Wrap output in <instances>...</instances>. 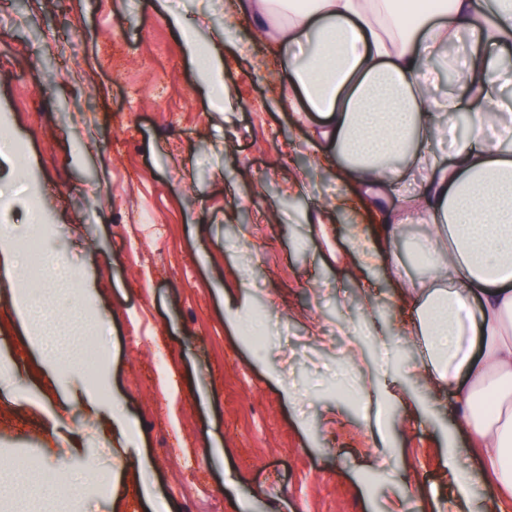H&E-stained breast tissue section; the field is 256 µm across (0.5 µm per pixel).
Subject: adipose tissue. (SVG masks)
<instances>
[{
  "label": "adipose tissue",
  "instance_id": "adipose-tissue-1",
  "mask_svg": "<svg viewBox=\"0 0 512 512\" xmlns=\"http://www.w3.org/2000/svg\"><path fill=\"white\" fill-rule=\"evenodd\" d=\"M155 10L180 34L206 89L228 92L222 55L199 51L167 0H155ZM281 12L286 23L270 28ZM235 14L249 21L251 40L272 43L283 106L302 120L320 117L324 158L346 188L378 203L398 184L415 186L405 203L383 209L376 236L360 237L356 264L380 267L394 297L415 305L406 333L422 346L416 379L434 387L461 374L469 380L456 414L471 445L455 430L445 436L457 512H512V128L493 132L506 103L512 0H441L416 9L410 24L397 0H307L301 8L296 0H236ZM463 35L466 58L448 56ZM450 71L455 87L434 97V81ZM457 112L471 115L463 136L450 121ZM411 220L429 227L414 245L428 270L417 282L387 261L400 224ZM12 307V325L33 348L63 351L51 304L16 293ZM356 391L366 408L397 402L407 418L431 414L426 393L396 396L370 371ZM475 450L484 461L478 471L468 464Z\"/></svg>",
  "mask_w": 512,
  "mask_h": 512
}]
</instances>
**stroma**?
I'll list each match as a JSON object with an SVG mask.
<instances>
[{
  "instance_id": "35a3bbf8",
  "label": "stroma",
  "mask_w": 512,
  "mask_h": 512,
  "mask_svg": "<svg viewBox=\"0 0 512 512\" xmlns=\"http://www.w3.org/2000/svg\"><path fill=\"white\" fill-rule=\"evenodd\" d=\"M153 2L0 0V131L27 146L20 165L9 146L0 150V228L18 236L40 213L48 252L72 274L57 288L1 271L0 321L12 289L29 284L33 303L54 292L79 357L56 365L52 386L26 338L0 333V363L27 370L0 386V463L15 471L0 485V512H112L116 499L124 512H145L114 480L138 456L170 512H196L188 483L238 512L230 473L247 512H388L387 479L407 468L417 482L404 491L406 512L423 497L448 512L443 428L456 420L465 376L439 392L435 417L415 422L396 406L363 411L346 363L358 341L372 372L418 388L409 372L417 346L374 339L375 325L413 320V306L391 298L379 269L356 277L346 262L374 214L279 106L273 53L225 47L226 0H168L197 21L199 43L222 48L233 93L225 111ZM234 279L250 288L259 322L247 342L224 324L222 290ZM79 301L97 327L67 322ZM91 338L105 351L93 363ZM271 370L287 376L293 402ZM167 377L179 387L172 401L160 388ZM72 379L135 419L133 448L67 401ZM219 442L222 457L212 452ZM49 471L68 479V496H34Z\"/></svg>"
}]
</instances>
